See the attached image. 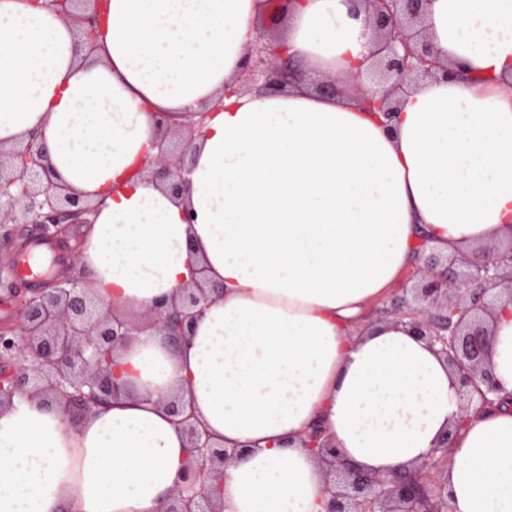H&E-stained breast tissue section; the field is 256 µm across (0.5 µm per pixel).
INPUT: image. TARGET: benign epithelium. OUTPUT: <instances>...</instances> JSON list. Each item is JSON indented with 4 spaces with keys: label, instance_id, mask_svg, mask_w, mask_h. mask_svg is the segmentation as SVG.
Masks as SVG:
<instances>
[{
    "label": "benign epithelium",
    "instance_id": "7a95c632",
    "mask_svg": "<svg viewBox=\"0 0 512 512\" xmlns=\"http://www.w3.org/2000/svg\"><path fill=\"white\" fill-rule=\"evenodd\" d=\"M104 0H43V6L80 24L78 41L93 45L100 37V4ZM383 55L372 84L357 86V101L369 112L391 120L395 95L404 87L437 72L451 73L423 34L421 22L430 0H361ZM292 57L274 46L267 30L249 45L240 88L280 92L288 85ZM385 86L383 94L376 87ZM189 111V121L173 127L157 114L162 137L148 170L172 195L180 196L188 183L190 153L205 119L224 107ZM95 206L60 184L36 133L0 149V289L16 304L17 320L0 324V407L16 398H40L61 405L67 421L88 416L119 392L114 353L139 324L112 311L91 295L77 275H59L33 291L13 277V260L5 247L18 228L37 227L41 238L62 242L71 269L81 261L82 239L67 235L70 224H90ZM423 264L406 273L401 294L390 300L396 320L410 325L448 363L458 403L455 426L467 422L496 403L498 386L485 368L491 341L487 316L500 298L507 269H512V244L495 255H454L444 266L434 253L420 252ZM216 284L196 283L182 288L144 315L145 321L170 342L188 335ZM189 443L191 461L183 470L166 512H219V478L224 468L244 452L214 441L194 412L177 400L167 404ZM298 445L328 464L323 512H452L448 483L440 475L447 463L448 438L411 470L393 478L365 475L337 465L331 440L315 429Z\"/></svg>",
    "mask_w": 512,
    "mask_h": 512
}]
</instances>
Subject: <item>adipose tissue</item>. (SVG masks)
<instances>
[{"mask_svg":"<svg viewBox=\"0 0 512 512\" xmlns=\"http://www.w3.org/2000/svg\"><path fill=\"white\" fill-rule=\"evenodd\" d=\"M266 5L108 0L90 50L73 20L0 0V144L41 134L60 181L95 205L85 287L125 315L201 278L224 288L184 343L135 332L116 356L123 392L77 425L37 399L0 408V512H165L189 461L164 404L177 391L215 441L246 448L224 470L223 512H320L324 469L297 445L313 427L383 477L455 428L447 366L371 307L420 242L512 241V0H431L425 33L455 74L399 92L386 124L351 91L378 50L359 0L291 7L273 41L300 76L223 98ZM219 99L174 197L140 169L154 115ZM489 364L497 405L448 448L454 512H512V301Z\"/></svg>","mask_w":512,"mask_h":512,"instance_id":"obj_1","label":"adipose tissue"}]
</instances>
